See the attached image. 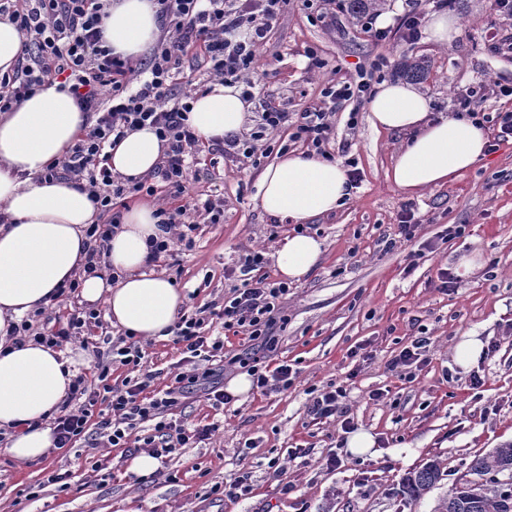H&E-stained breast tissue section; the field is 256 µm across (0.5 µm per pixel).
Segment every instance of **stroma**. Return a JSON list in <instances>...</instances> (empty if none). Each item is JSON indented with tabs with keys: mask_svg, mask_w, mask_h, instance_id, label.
I'll list each match as a JSON object with an SVG mask.
<instances>
[{
	"mask_svg": "<svg viewBox=\"0 0 512 512\" xmlns=\"http://www.w3.org/2000/svg\"><path fill=\"white\" fill-rule=\"evenodd\" d=\"M321 8L320 0L308 7L291 0L257 55L266 98L287 111H304L328 83L355 77L374 60L386 59L387 75H395L404 53L427 64L413 84L434 116L451 111L459 88L487 80L512 85V57L491 56L482 39L492 20L488 0H457L459 30L445 47L426 37L415 45L393 36L377 40L345 12L327 27L318 20ZM368 116L367 105L352 102L337 111L328 150L359 172L360 183L343 207L300 227L323 239L325 252L303 282L290 286L274 344L257 351L270 367H292L288 391L254 388L217 409L201 393L182 397L175 418L216 430L172 456V481L141 482L127 474L120 449L90 437L49 450L22 470L0 452V512H431L474 455L512 441V142L454 183L409 197L389 177L407 134L375 131ZM290 135L267 133L249 159L231 161L216 149L200 154L197 191L221 202L220 220L199 224L179 264L160 269L186 294L187 308L222 306L231 286L224 270L244 250L262 249L265 272L275 274L274 247L298 227L262 212L258 176L282 151L305 152ZM407 203L419 221L417 235L388 246ZM451 224L464 225V233L442 239ZM466 257L476 259V268L454 291L438 290V268L458 273ZM422 332L430 344L414 378L390 372V359ZM468 336L488 351L466 372L453 354ZM474 373L483 381L476 390L469 387ZM339 386L347 391L353 430L374 439L367 453L348 448L338 422L307 410L312 393ZM377 388L386 390L385 399L369 400ZM292 448L307 454L289 459ZM332 454L339 462L330 467ZM431 459L441 462L445 479L420 499L405 497L404 477ZM98 460L105 467L96 472ZM63 463L72 472L66 490L47 480ZM244 473L247 496L221 494Z\"/></svg>",
	"mask_w": 512,
	"mask_h": 512,
	"instance_id": "1",
	"label": "stroma"
}]
</instances>
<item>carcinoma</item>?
Wrapping results in <instances>:
<instances>
[{
    "instance_id": "carcinoma-1",
    "label": "carcinoma",
    "mask_w": 512,
    "mask_h": 512,
    "mask_svg": "<svg viewBox=\"0 0 512 512\" xmlns=\"http://www.w3.org/2000/svg\"><path fill=\"white\" fill-rule=\"evenodd\" d=\"M470 477L462 478L433 512H512V443L502 445L484 456H476L469 464ZM445 477L441 465L429 461L408 473L402 493L419 499Z\"/></svg>"
}]
</instances>
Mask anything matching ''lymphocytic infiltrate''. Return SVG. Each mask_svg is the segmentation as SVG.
<instances>
[{
    "label": "lymphocytic infiltrate",
    "mask_w": 512,
    "mask_h": 512,
    "mask_svg": "<svg viewBox=\"0 0 512 512\" xmlns=\"http://www.w3.org/2000/svg\"><path fill=\"white\" fill-rule=\"evenodd\" d=\"M111 0H0V15L7 16L22 35V52L17 68L0 75V113L11 111L41 87L57 82L67 88L81 111L92 123L77 138L68 155L49 163L45 178H67L87 193L107 220L87 230L94 246L87 261V273L101 267L102 242L108 241L120 222L116 202L126 194H155L154 185L137 181L125 183L112 174L104 153L111 136L151 125L165 144L156 176L166 186V199L157 210L166 239L150 243L151 261H176L181 247L191 245L196 219L209 215L220 220V208L212 200H199L191 192L189 157L205 149L188 122L196 90L176 94L174 73L182 68L189 50H200L208 79L242 84L243 99L260 100L261 81L254 76L258 49L288 0H153L162 23V34L145 61L113 54L102 36V25ZM383 60L362 68L356 78L328 85L319 104L292 114L262 102L259 123L249 139L228 138L225 156L252 157L262 132L289 128L294 140L306 144L310 155L330 159L328 145L335 134L337 108L347 102L371 98L375 84L384 79ZM512 98V87L498 82L459 90L452 115L476 124H490L493 137L488 151L512 141V111L491 114L484 107L490 98ZM264 257L251 251L243 255L230 277L236 283L219 310L196 309L178 316L174 344L183 353L184 369L169 384L158 389L155 376L141 371L145 357L140 343L117 337L111 345L112 358L138 368V375L112 386L110 366L100 363L96 386L84 379L74 381L69 408L53 421L54 445L71 448L84 437L90 424H97L103 447L124 448L132 432H139L142 450L166 461L177 449L208 440L211 427H186L169 413L193 387H202L213 406L230 403L231 397L215 379L214 362L224 359V340L209 336L210 320L220 321L224 330L245 332L255 346L274 341V329L281 320L282 300L289 286L269 280L263 274ZM94 311L72 310L53 326L21 325L23 336L36 343L63 346L80 336L84 328L98 324Z\"/></svg>",
    "instance_id": "f902f5d3"
}]
</instances>
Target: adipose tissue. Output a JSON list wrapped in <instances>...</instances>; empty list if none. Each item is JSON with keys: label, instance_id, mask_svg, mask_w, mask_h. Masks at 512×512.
Listing matches in <instances>:
<instances>
[{"label": "adipose tissue", "instance_id": "obj_1", "mask_svg": "<svg viewBox=\"0 0 512 512\" xmlns=\"http://www.w3.org/2000/svg\"><path fill=\"white\" fill-rule=\"evenodd\" d=\"M151 0H114L104 22L115 53L138 58L160 34ZM369 121L379 130L409 136L389 176L408 195L443 187L461 178L485 156L487 135L466 119H430L426 99L405 83H383L369 103ZM251 115L237 86L212 83L198 96L189 123L204 143L243 131ZM87 123L73 96L48 84L0 114V431L18 468L42 459L54 446L51 418L65 404L79 373L69 349L32 341L12 344L14 325L47 306L64 281L83 269L90 240L86 230L98 212L86 193L67 179H44L47 164L63 158ZM113 173L142 178L164 153L154 129L128 132L109 147ZM339 164L287 153L259 177V204L269 218L302 223L341 208L350 193ZM156 207L138 201L126 208L105 244L107 273L85 277L80 296L104 303L112 325L143 341H164L186 297L147 266L150 239H163ZM321 239L292 234L273 252L281 279L301 282L320 262Z\"/></svg>", "mask_w": 512, "mask_h": 512}]
</instances>
